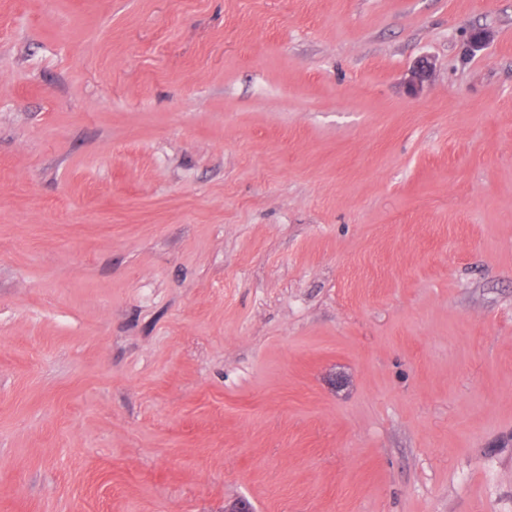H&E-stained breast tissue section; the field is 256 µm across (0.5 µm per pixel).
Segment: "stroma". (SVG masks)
Masks as SVG:
<instances>
[{
  "instance_id": "stroma-1",
  "label": "stroma",
  "mask_w": 512,
  "mask_h": 512,
  "mask_svg": "<svg viewBox=\"0 0 512 512\" xmlns=\"http://www.w3.org/2000/svg\"><path fill=\"white\" fill-rule=\"evenodd\" d=\"M239 502L512 512V0H0V512Z\"/></svg>"
}]
</instances>
